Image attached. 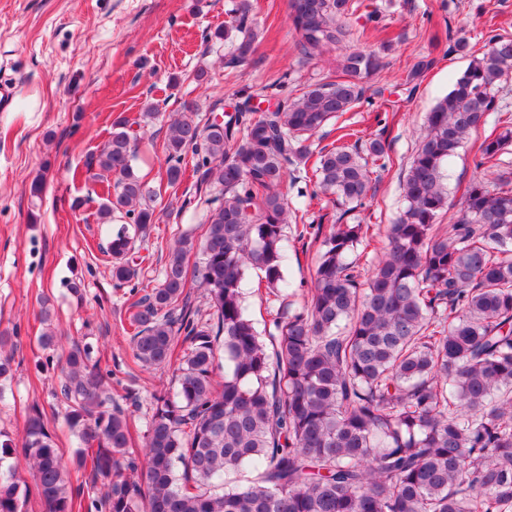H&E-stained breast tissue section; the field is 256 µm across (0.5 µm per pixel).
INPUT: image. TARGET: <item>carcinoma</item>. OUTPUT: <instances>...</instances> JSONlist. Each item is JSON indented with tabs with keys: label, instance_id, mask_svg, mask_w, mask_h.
<instances>
[{
	"label": "carcinoma",
	"instance_id": "carcinoma-1",
	"mask_svg": "<svg viewBox=\"0 0 512 512\" xmlns=\"http://www.w3.org/2000/svg\"><path fill=\"white\" fill-rule=\"evenodd\" d=\"M352 7L288 0L301 58L341 42ZM251 11L250 0H234L231 28L242 37L226 68L255 51ZM383 67L380 53L352 49L340 76L294 97L288 74L268 84L272 110L243 92L221 123L170 120L167 184L185 179L192 156L195 199L209 214L200 241L185 235L172 247L130 326L134 359L178 364L175 392L154 396L132 453L129 416L112 406L99 362L73 346L61 392L87 481L72 487L42 418L30 417L22 455L46 512H512V171L502 160L511 125L477 145L454 223L436 224L449 160L499 111L512 36L488 32L481 56L427 113L384 254L360 263L354 250L371 246L374 225L335 224L302 311L276 315L262 335L243 306L248 267L270 293L286 287L285 180L350 211L366 204L373 166L387 167L384 141L350 145L346 125L317 152L312 138L360 104ZM136 139L116 118L86 167L101 186V223L124 222L108 253L112 279L133 292L146 257L127 225L144 236L159 221L157 192L132 165ZM192 284L205 291V318ZM19 480L16 467L0 471V512H23Z\"/></svg>",
	"mask_w": 512,
	"mask_h": 512
}]
</instances>
